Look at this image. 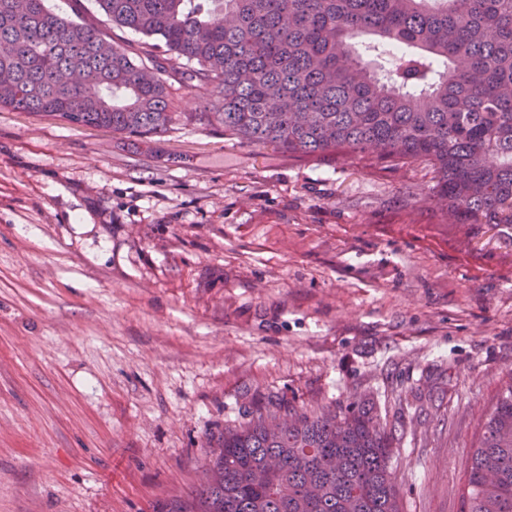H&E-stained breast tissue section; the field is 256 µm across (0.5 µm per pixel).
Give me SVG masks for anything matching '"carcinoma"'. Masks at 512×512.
Masks as SVG:
<instances>
[{"instance_id":"carcinoma-1","label":"carcinoma","mask_w":512,"mask_h":512,"mask_svg":"<svg viewBox=\"0 0 512 512\" xmlns=\"http://www.w3.org/2000/svg\"><path fill=\"white\" fill-rule=\"evenodd\" d=\"M0 0V107L153 139L173 122L167 85L218 105L188 121L245 143L377 164L428 163L445 220L512 225V0H95L146 39L147 63L107 30L35 0ZM203 445L198 486L153 512H403L392 431L364 400L308 410L251 395ZM468 512H512V372L482 425Z\"/></svg>"}]
</instances>
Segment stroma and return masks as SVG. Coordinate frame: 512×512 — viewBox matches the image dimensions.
Listing matches in <instances>:
<instances>
[{
	"label": "stroma",
	"mask_w": 512,
	"mask_h": 512,
	"mask_svg": "<svg viewBox=\"0 0 512 512\" xmlns=\"http://www.w3.org/2000/svg\"><path fill=\"white\" fill-rule=\"evenodd\" d=\"M152 146L0 108V512H152L240 395L367 398L403 512H464L512 371V225L445 224L435 174L191 123Z\"/></svg>",
	"instance_id": "stroma-1"
}]
</instances>
